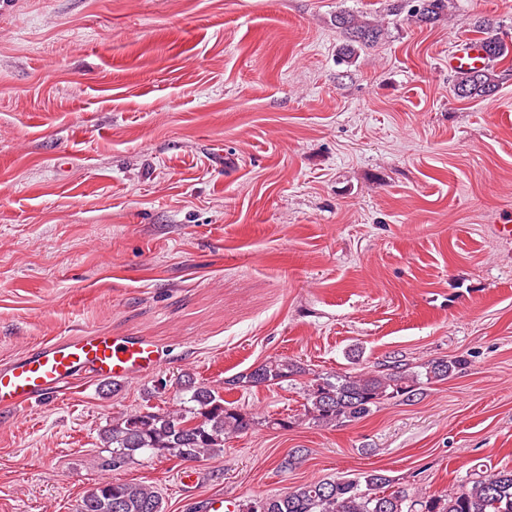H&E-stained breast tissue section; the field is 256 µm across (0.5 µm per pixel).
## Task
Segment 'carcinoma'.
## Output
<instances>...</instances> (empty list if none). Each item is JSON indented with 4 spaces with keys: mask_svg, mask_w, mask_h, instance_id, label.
Returning a JSON list of instances; mask_svg holds the SVG:
<instances>
[{
    "mask_svg": "<svg viewBox=\"0 0 512 512\" xmlns=\"http://www.w3.org/2000/svg\"><path fill=\"white\" fill-rule=\"evenodd\" d=\"M449 4L450 0H415L411 16L419 23L432 24L448 11ZM336 27L346 34L348 43L341 55L348 60L358 49L374 46L386 35L383 25L349 11L336 14ZM478 33L487 65L455 73L453 92L459 98L494 95L498 89L494 63L512 55V42L501 36L499 27L483 20ZM466 364V358L459 356L433 361L422 372H410L406 364L394 360L386 373L318 377L308 389L304 409L313 422L323 426L355 421L385 400L410 395L421 379L443 381ZM302 372L295 362L279 360L235 377L232 385H278ZM185 387L191 396L176 411L160 412L148 406L112 421L103 434L111 448L108 465L120 469L146 453L216 458L224 452L227 438L254 425L253 417L232 407L219 392L196 386L190 379ZM78 512H162V504L156 492L142 484L104 482L82 496ZM239 512H512V469L477 473L451 495L421 497L395 486L383 470H370L356 478L310 481L285 494L241 504Z\"/></svg>",
    "mask_w": 512,
    "mask_h": 512,
    "instance_id": "carcinoma-1",
    "label": "carcinoma"
}]
</instances>
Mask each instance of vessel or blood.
<instances>
[{
    "label": "vessel or blood",
    "instance_id": "1",
    "mask_svg": "<svg viewBox=\"0 0 512 512\" xmlns=\"http://www.w3.org/2000/svg\"><path fill=\"white\" fill-rule=\"evenodd\" d=\"M479 44L453 56V69L485 65ZM164 365L157 344L145 336L117 337L92 330L81 336H60L37 344L0 366V408L17 411L52 395L66 393L89 378L115 382L156 372Z\"/></svg>",
    "mask_w": 512,
    "mask_h": 512
}]
</instances>
